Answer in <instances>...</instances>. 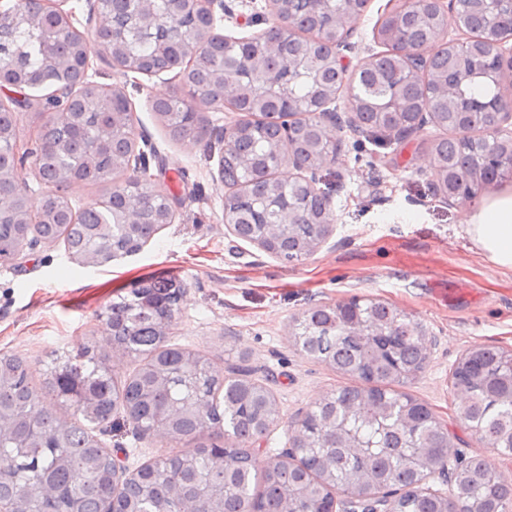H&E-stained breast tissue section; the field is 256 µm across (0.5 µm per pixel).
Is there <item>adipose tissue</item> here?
<instances>
[{
  "instance_id": "obj_1",
  "label": "adipose tissue",
  "mask_w": 512,
  "mask_h": 512,
  "mask_svg": "<svg viewBox=\"0 0 512 512\" xmlns=\"http://www.w3.org/2000/svg\"><path fill=\"white\" fill-rule=\"evenodd\" d=\"M466 230L494 265L512 269V192L482 201Z\"/></svg>"
}]
</instances>
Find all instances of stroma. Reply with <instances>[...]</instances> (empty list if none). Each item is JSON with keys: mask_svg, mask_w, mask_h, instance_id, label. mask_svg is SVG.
I'll use <instances>...</instances> for the list:
<instances>
[{"mask_svg": "<svg viewBox=\"0 0 512 512\" xmlns=\"http://www.w3.org/2000/svg\"><path fill=\"white\" fill-rule=\"evenodd\" d=\"M389 0H372L353 37L351 65L380 52L373 32ZM89 81L120 86L131 99L132 129L149 160L151 186L175 216L135 255L104 266L80 264L63 241L38 243L0 265V353L25 359L41 379L52 353L82 348L109 356L115 376L132 360L113 351L101 322L109 305L137 284L174 277L185 285L171 343L202 352L221 371L248 370L279 406L261 443V460L288 446V433L313 403L345 380L293 343L292 328L314 306L379 299L404 311L426 334L425 371L401 390L426 404L457 437V451L483 455L512 471V458L479 447L456 419L454 366L470 348L512 349V270L492 264L466 232L460 207L433 190L434 125L381 144L369 133L343 131L341 152L324 178L335 223L314 253L283 261L230 234L224 225L219 133L238 121L221 107L199 111L202 140L174 139L153 102L181 91L173 72L122 76L111 58L89 55ZM127 470L182 445L142 437L123 424L103 438Z\"/></svg>", "mask_w": 512, "mask_h": 512, "instance_id": "1", "label": "stroma"}]
</instances>
